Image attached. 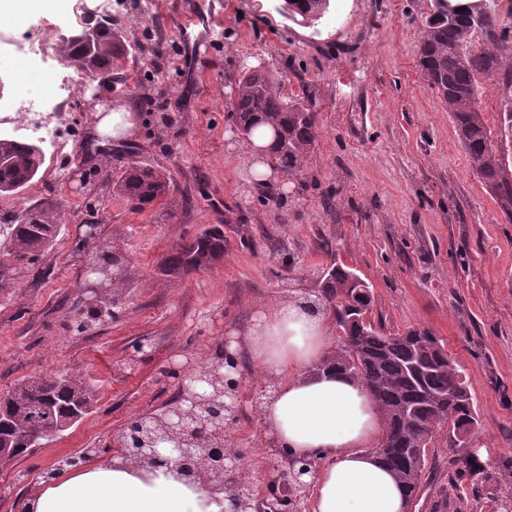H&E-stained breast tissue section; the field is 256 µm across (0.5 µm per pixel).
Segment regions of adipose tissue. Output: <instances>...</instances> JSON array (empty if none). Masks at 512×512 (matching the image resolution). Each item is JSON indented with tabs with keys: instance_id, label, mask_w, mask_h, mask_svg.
Listing matches in <instances>:
<instances>
[{
	"instance_id": "obj_1",
	"label": "adipose tissue",
	"mask_w": 512,
	"mask_h": 512,
	"mask_svg": "<svg viewBox=\"0 0 512 512\" xmlns=\"http://www.w3.org/2000/svg\"><path fill=\"white\" fill-rule=\"evenodd\" d=\"M329 319L293 299L260 310L242 343L271 378L260 405L279 448L317 459L311 512H405L406 498L377 458L382 416L358 381L326 369ZM202 485L166 469L100 463L43 484L28 512H220Z\"/></svg>"
}]
</instances>
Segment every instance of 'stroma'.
I'll list each match as a JSON object with an SVG mask.
<instances>
[{
	"label": "stroma",
	"instance_id": "1",
	"mask_svg": "<svg viewBox=\"0 0 512 512\" xmlns=\"http://www.w3.org/2000/svg\"><path fill=\"white\" fill-rule=\"evenodd\" d=\"M282 0H112L104 22L144 48L120 65L126 89L81 92L60 122L65 150L44 146L34 183L0 196L20 213L58 206L52 248L20 263L0 291V394L32 376L61 371L93 386L91 412L11 469L0 470V512H21L48 474H70V458L108 448L137 414L160 408L187 360L205 366L224 337L242 334L259 307L311 295L331 257L356 268L372 288L373 317L399 334L428 328L460 366L479 426L473 436L484 473L477 485L449 487L444 434L428 451L434 484L413 512H431L446 487L448 512H495L512 495V221L481 184L447 107L424 80L418 37L435 0H332L315 26L289 21ZM97 0H58L0 24V90L45 99L63 57L22 60L18 47L81 32L77 15ZM492 33L476 47L512 55V0H490ZM277 74L287 95L312 97L316 142L294 180L275 172L273 198L246 179L248 145L226 120L233 78L247 68ZM482 118L497 130L512 84L481 74ZM133 104L141 120L124 141L90 144L87 103ZM136 160L170 174L167 199L143 210L112 190L86 197L80 180H104ZM211 224L224 229V257L182 277L161 274L182 239ZM111 247L126 266L114 286L121 308L79 326L85 262ZM243 412L229 442L245 453L255 483L275 462L259 405L269 381L242 357Z\"/></svg>",
	"mask_w": 512,
	"mask_h": 512
}]
</instances>
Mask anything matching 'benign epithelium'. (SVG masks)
<instances>
[{
  "label": "benign epithelium",
  "mask_w": 512,
  "mask_h": 512,
  "mask_svg": "<svg viewBox=\"0 0 512 512\" xmlns=\"http://www.w3.org/2000/svg\"><path fill=\"white\" fill-rule=\"evenodd\" d=\"M222 372H207L186 364L174 368L183 405L172 410L148 412L156 435L131 439L127 422L119 433L112 463L140 468H166L188 482L203 485L227 502L222 512H300L310 484L303 480L312 471L311 460L290 456L281 448L265 493L241 479L244 453L214 445L240 415L243 371L237 354L223 348Z\"/></svg>",
  "instance_id": "benign-epithelium-1"
}]
</instances>
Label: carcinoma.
Wrapping results in <instances>:
<instances>
[{"label": "carcinoma", "mask_w": 512, "mask_h": 512, "mask_svg": "<svg viewBox=\"0 0 512 512\" xmlns=\"http://www.w3.org/2000/svg\"><path fill=\"white\" fill-rule=\"evenodd\" d=\"M494 21L487 14L473 18L468 11L451 10L427 19L419 36V62L424 79L448 106L459 139L475 165L480 182L497 200L502 213L512 219V98L502 102L497 141L487 129L478 100L477 75L505 70L512 82V62L490 48L474 49L478 32H491ZM96 41L64 39L59 54L72 66L102 85L117 89L118 62L130 55L129 37L107 26L95 29ZM230 110L236 136L249 141L252 131L265 125L274 140L271 163L297 176L314 144L316 112L309 100L288 99L277 75L266 69L247 71L231 86ZM496 147H491V143ZM45 161L42 148L19 139L0 138V195H13L38 176ZM101 186L113 187L135 210L147 209L166 198L170 176L160 169L131 161ZM58 206L45 201L6 225L3 248L14 260L28 261L50 248L61 225L55 222ZM224 256V232L210 226L177 244L165 261L170 276L206 269ZM88 275L110 290L112 276L123 275L124 261L111 251L98 261L91 257ZM354 269L333 259L318 275L314 296L331 315L338 338L336 350L325 366L361 383L376 386L374 399L383 415L382 438L386 448L375 453L395 474L405 495L419 492L427 482V447L421 436L442 430L475 432L476 409L465 377L440 339L428 329H412L387 336L372 319L373 295L354 296ZM93 391L84 382L59 372L23 380L0 397V440L19 448L25 437L49 426L70 423L72 413L87 415ZM483 472L477 455L462 449L453 459L454 476L460 480Z\"/></svg>", "instance_id": "obj_1"}]
</instances>
